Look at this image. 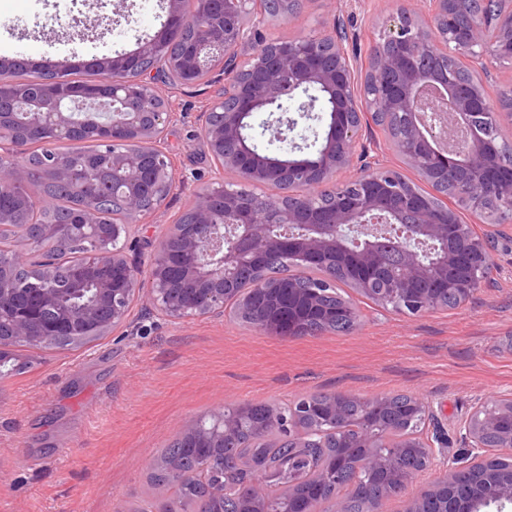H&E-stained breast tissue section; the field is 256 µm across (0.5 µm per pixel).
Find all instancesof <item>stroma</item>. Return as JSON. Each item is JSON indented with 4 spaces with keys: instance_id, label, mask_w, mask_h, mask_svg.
<instances>
[{
    "instance_id": "obj_1",
    "label": "stroma",
    "mask_w": 512,
    "mask_h": 512,
    "mask_svg": "<svg viewBox=\"0 0 512 512\" xmlns=\"http://www.w3.org/2000/svg\"><path fill=\"white\" fill-rule=\"evenodd\" d=\"M342 12L360 52L388 29L393 0H307L302 11L268 20L266 40L329 31ZM109 25L85 38L62 15ZM166 18L163 0H0V60L41 71L65 62L81 78L95 60L133 49ZM173 113L163 138L177 187L138 227L137 241L158 239L214 175L201 139L213 87L163 89ZM458 213L476 224L467 208ZM492 239V265L480 294L453 310L407 315L360 296V326L283 339L232 314L172 322L146 296L130 323L81 348H16L22 369L0 377V512H130L147 496L158 451L217 410L279 407L314 392L370 398L392 393L430 406L425 434H443L432 464L384 512H404L418 487L445 467L464 465L457 426L475 403L512 394V220L476 224Z\"/></svg>"
}]
</instances>
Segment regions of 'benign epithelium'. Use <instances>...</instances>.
<instances>
[{"instance_id": "obj_1", "label": "benign epithelium", "mask_w": 512, "mask_h": 512, "mask_svg": "<svg viewBox=\"0 0 512 512\" xmlns=\"http://www.w3.org/2000/svg\"><path fill=\"white\" fill-rule=\"evenodd\" d=\"M265 3L287 17L305 0H197L192 13L186 0H166L162 28L138 39L132 50L97 60L94 83L71 84L61 95L58 85L67 69L58 66L45 70L39 85H16L8 97L0 95V126L14 129L21 149L44 132L79 146L83 141L77 134L83 128L99 130L94 157L112 171V198L127 218L123 224L100 223L106 192L90 189L80 161L51 150L44 154L47 174L83 193L85 204L77 224H44L36 234L20 231L25 252L0 260V313L13 311L8 335L0 336V352L47 348L74 336H106L128 322L133 299L142 291L172 320L222 315L230 300L239 313L256 315L268 303L279 311V325L261 319L255 327L281 338L300 336L287 306L303 299L323 309V291L336 287V275L323 274L319 287L304 289L294 279L261 274L244 297H231L224 287L242 263L270 253L287 256L302 272L346 249L361 272L355 290L412 315L441 308L444 293L456 292L461 306L482 290L491 266V241L474 225L461 223L448 201L435 206L416 184L386 167L377 147L361 142L359 132L384 117L385 128L400 131L388 137L389 143L421 181L452 184L453 200L469 204L481 219L512 214V168L503 166L499 140L486 130L488 120L498 130L512 127V89L497 101L486 94L492 63L512 60V0H399L393 25L379 38L361 82L343 17L335 16L331 30L303 44H276L257 32L267 20ZM184 31L192 37L173 48L172 33ZM221 63L224 86L201 129L215 176L190 205L189 223L170 225L144 258L130 243L132 226L149 213L143 198H152L157 209L176 184L162 139L172 112L157 85L192 86ZM291 100L297 101V119L287 116L285 103ZM258 112L281 113L273 131L290 147L275 154L257 147L252 118ZM318 112L325 128L310 145L295 130L298 119H314ZM347 169L355 171L354 177L335 179ZM226 172L234 173L236 182L226 181ZM28 184L22 158H0V194H15ZM274 186L291 200L274 204L257 192ZM361 235L364 243L347 248V241ZM62 237L93 243L83 265L87 274L75 279L77 288L94 284L91 304L61 305L50 267L36 275L35 287L19 293L16 274L24 253L42 252ZM173 241L184 257L177 283L170 276ZM425 241L445 243L434 263L419 250ZM386 242L397 247L399 281L393 288H378ZM47 307L56 308L57 316L42 324ZM505 418L512 421V397L490 409L476 405L462 425L474 450L470 465L482 466L484 478L481 494L461 512L512 508V476H501L480 454L489 431L498 434L499 447L512 448V424L504 425ZM214 419V428L195 426L184 436L199 438L208 448L224 447L238 430V417L222 410ZM271 421L288 441L295 439L299 424L294 412L275 408ZM359 447L358 465L376 474L393 470L395 458L378 452L373 435H364ZM251 471L254 497L247 512H261L271 468L254 464ZM448 489L445 471L418 490L408 512H427L426 502L448 499Z\"/></svg>"}]
</instances>
